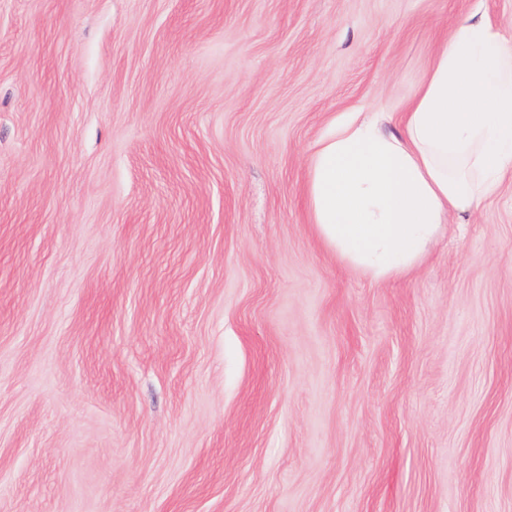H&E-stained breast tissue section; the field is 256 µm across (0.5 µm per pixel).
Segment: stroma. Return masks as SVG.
I'll use <instances>...</instances> for the list:
<instances>
[{"label": "stroma", "mask_w": 512, "mask_h": 512, "mask_svg": "<svg viewBox=\"0 0 512 512\" xmlns=\"http://www.w3.org/2000/svg\"><path fill=\"white\" fill-rule=\"evenodd\" d=\"M474 0H0V512H512V181L371 282L312 146Z\"/></svg>", "instance_id": "35a3bbf8"}]
</instances>
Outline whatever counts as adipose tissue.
<instances>
[{
    "mask_svg": "<svg viewBox=\"0 0 512 512\" xmlns=\"http://www.w3.org/2000/svg\"><path fill=\"white\" fill-rule=\"evenodd\" d=\"M511 172L512 47L477 5L409 95L332 119L309 159V222L338 259L384 281L420 266Z\"/></svg>",
    "mask_w": 512,
    "mask_h": 512,
    "instance_id": "1",
    "label": "adipose tissue"
}]
</instances>
